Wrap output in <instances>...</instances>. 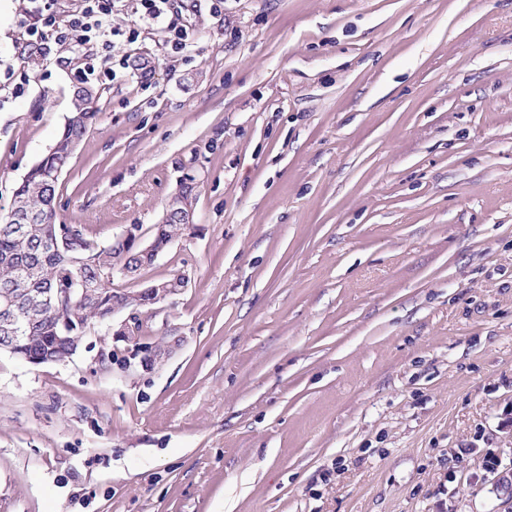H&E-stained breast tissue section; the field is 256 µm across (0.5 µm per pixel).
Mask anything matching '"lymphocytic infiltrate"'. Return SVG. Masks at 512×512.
Listing matches in <instances>:
<instances>
[{
    "instance_id": "obj_1",
    "label": "lymphocytic infiltrate",
    "mask_w": 512,
    "mask_h": 512,
    "mask_svg": "<svg viewBox=\"0 0 512 512\" xmlns=\"http://www.w3.org/2000/svg\"><path fill=\"white\" fill-rule=\"evenodd\" d=\"M27 2L24 24L30 46L45 57L52 45L69 46L84 61L79 75L85 79L95 74L97 56L111 54L116 30L110 21L129 3L134 4L143 25L163 34L173 52H186L192 45L183 15L195 9V0H82L80 9L64 21L57 16V0Z\"/></svg>"
}]
</instances>
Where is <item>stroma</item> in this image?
Wrapping results in <instances>:
<instances>
[{"label": "stroma", "instance_id": "35a3bbf8", "mask_svg": "<svg viewBox=\"0 0 512 512\" xmlns=\"http://www.w3.org/2000/svg\"><path fill=\"white\" fill-rule=\"evenodd\" d=\"M0 0V210L55 146L72 54L22 55ZM200 0L93 75L56 217L150 237L180 179L194 225L112 289L140 311L33 366L0 352V512H496L512 462V0ZM495 465L490 473L493 475L492 486L496 497L501 501L497 512L512 511V463L502 466L501 460L494 458ZM504 508V511L502 510Z\"/></svg>", "mask_w": 512, "mask_h": 512}]
</instances>
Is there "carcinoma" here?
<instances>
[{"label": "carcinoma", "mask_w": 512, "mask_h": 512, "mask_svg": "<svg viewBox=\"0 0 512 512\" xmlns=\"http://www.w3.org/2000/svg\"><path fill=\"white\" fill-rule=\"evenodd\" d=\"M96 98L97 91L93 88H80V94L72 99L71 113L52 152L28 171L15 189L13 205L22 206L31 218L26 223V237L20 239L10 231L6 227L9 223L7 214H0V294L11 291L25 301L35 288H65L71 260L80 259L84 261V273L91 280L92 287L102 295L99 305L88 303L76 308L81 320L87 322L99 321L112 306V281H98L96 275L114 265L124 266L132 276L149 267L137 251L121 246L114 248L110 243L100 252L86 251L84 241L90 236L83 228L79 230V237L65 250H45L41 246L42 242L56 238L58 231L55 200L59 177L56 173L62 171L71 158V145L82 142L95 119ZM196 188L194 179L188 177L179 183L169 201L185 202L191 206L195 201ZM187 228V224H163L154 229V235L158 245L164 247ZM19 344L29 353L49 354L59 360L67 358L70 351L60 315L49 308L42 310L41 321L29 325L22 332Z\"/></svg>", "instance_id": "cac0c4a2"}]
</instances>
